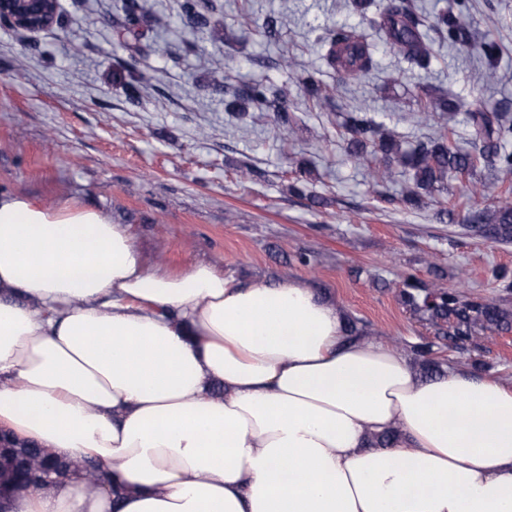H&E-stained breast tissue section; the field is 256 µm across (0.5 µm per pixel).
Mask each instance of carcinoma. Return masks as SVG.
Segmentation results:
<instances>
[{"instance_id":"obj_1","label":"carcinoma","mask_w":512,"mask_h":512,"mask_svg":"<svg viewBox=\"0 0 512 512\" xmlns=\"http://www.w3.org/2000/svg\"><path fill=\"white\" fill-rule=\"evenodd\" d=\"M354 10L360 12L359 27H328L323 29L315 43L324 50L323 59L334 71L351 79H358L376 67L377 46L368 40L365 30L379 34L383 43L408 63L428 69L437 58L434 40L427 30L432 29L448 40L451 46L472 44V21L463 12L444 11L426 17L414 0H381L378 11L369 16L364 12V0H352ZM208 0H182L183 16L213 43L224 41L222 24L211 19L202 9ZM126 22L118 29L122 40L137 37L134 27L146 17L138 0H122ZM302 88L308 100L319 106L327 98L326 90L312 74L302 79ZM231 95L228 110L238 117L246 109L275 112L283 129L293 131V120L288 113V84L279 86L249 82L241 86L224 87ZM446 98H420L415 117L421 123L436 126V137L407 145L395 134L376 123L366 112L350 113L343 128L351 135L346 153L357 166L366 169L372 180L396 183L408 178L400 202L407 207L420 208L424 197L444 185L453 176L468 182L466 197L484 194V185L472 181L480 165L496 172L501 185V201L493 208L473 211L469 221L482 234L494 240H512V113L489 110L475 104L463 112V124L468 128L464 147L456 138L448 122L456 116L449 111ZM400 296L410 310L434 328L438 336L455 342L474 339L491 342L495 335L512 324V312L481 299L466 298L457 290L443 288L435 283L408 277L403 282ZM80 474L89 485L109 487L118 498L122 489L112 485V479L103 467L92 460L63 459L44 448L9 440L0 446V496L6 497L29 485L50 486L69 475Z\"/></svg>"}]
</instances>
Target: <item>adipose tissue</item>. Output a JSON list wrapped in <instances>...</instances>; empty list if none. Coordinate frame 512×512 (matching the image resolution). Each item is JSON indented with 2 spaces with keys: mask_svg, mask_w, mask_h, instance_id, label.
<instances>
[{
  "mask_svg": "<svg viewBox=\"0 0 512 512\" xmlns=\"http://www.w3.org/2000/svg\"><path fill=\"white\" fill-rule=\"evenodd\" d=\"M0 433L125 490L72 475L6 512H512V383L423 378L303 282L149 267L105 211L11 192Z\"/></svg>",
  "mask_w": 512,
  "mask_h": 512,
  "instance_id": "obj_1",
  "label": "adipose tissue"
}]
</instances>
